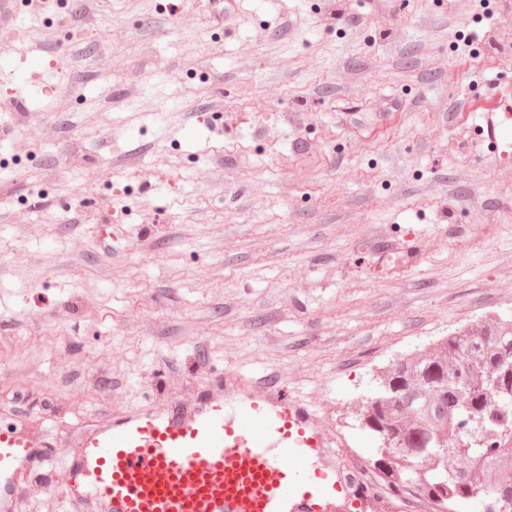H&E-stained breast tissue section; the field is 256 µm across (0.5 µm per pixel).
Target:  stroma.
<instances>
[{"mask_svg":"<svg viewBox=\"0 0 512 512\" xmlns=\"http://www.w3.org/2000/svg\"><path fill=\"white\" fill-rule=\"evenodd\" d=\"M167 2L17 0L0 43V425L62 444L238 372L372 467L376 377L512 314V160L464 117L512 12Z\"/></svg>","mask_w":512,"mask_h":512,"instance_id":"1","label":"stroma"}]
</instances>
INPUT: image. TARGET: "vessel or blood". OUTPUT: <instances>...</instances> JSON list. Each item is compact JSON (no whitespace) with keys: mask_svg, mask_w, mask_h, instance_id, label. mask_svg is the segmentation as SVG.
<instances>
[{"mask_svg":"<svg viewBox=\"0 0 512 512\" xmlns=\"http://www.w3.org/2000/svg\"><path fill=\"white\" fill-rule=\"evenodd\" d=\"M472 124L487 156L512 155L494 112ZM43 466L64 512H372L380 495L336 473L333 441L277 382L228 372L196 397L150 405L84 430L77 449L0 429V512H15Z\"/></svg>","mask_w":512,"mask_h":512,"instance_id":"1","label":"vessel or blood"}]
</instances>
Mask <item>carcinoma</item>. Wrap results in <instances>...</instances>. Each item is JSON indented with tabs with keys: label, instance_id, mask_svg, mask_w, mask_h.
<instances>
[{
	"label": "carcinoma",
	"instance_id": "cac0c4a2",
	"mask_svg": "<svg viewBox=\"0 0 512 512\" xmlns=\"http://www.w3.org/2000/svg\"><path fill=\"white\" fill-rule=\"evenodd\" d=\"M360 427L378 438L374 488L432 512H512V318L494 317L375 379Z\"/></svg>",
	"mask_w": 512,
	"mask_h": 512
}]
</instances>
